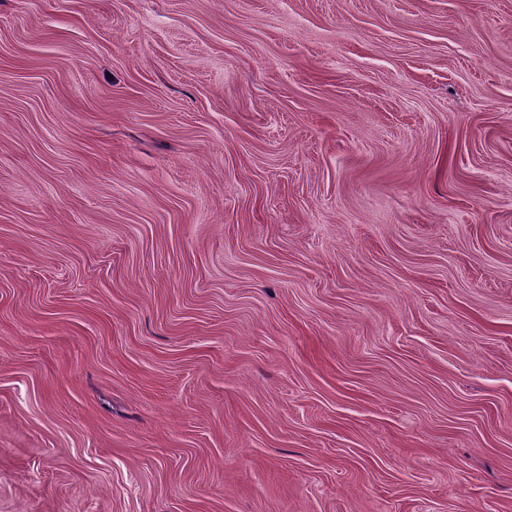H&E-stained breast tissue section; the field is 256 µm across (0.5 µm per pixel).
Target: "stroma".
<instances>
[{"instance_id": "1", "label": "stroma", "mask_w": 512, "mask_h": 512, "mask_svg": "<svg viewBox=\"0 0 512 512\" xmlns=\"http://www.w3.org/2000/svg\"><path fill=\"white\" fill-rule=\"evenodd\" d=\"M0 512H512V0H0Z\"/></svg>"}]
</instances>
